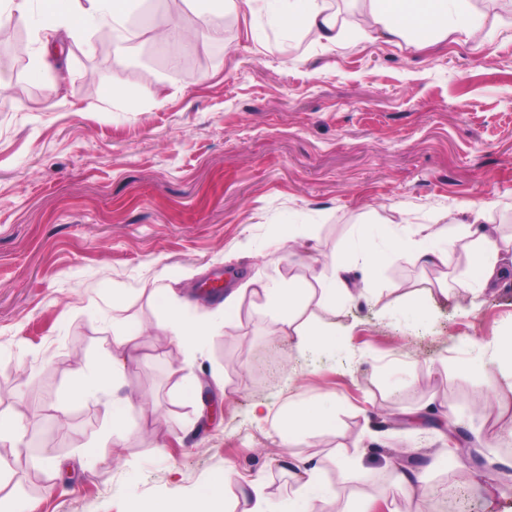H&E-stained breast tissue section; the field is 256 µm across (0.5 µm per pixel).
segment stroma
I'll return each mask as SVG.
<instances>
[{"label":"stroma","mask_w":512,"mask_h":512,"mask_svg":"<svg viewBox=\"0 0 512 512\" xmlns=\"http://www.w3.org/2000/svg\"><path fill=\"white\" fill-rule=\"evenodd\" d=\"M481 7L503 26L489 50L326 48L245 8L202 20L188 0H138L121 60L93 34L39 75L38 43L20 39L0 68V413L23 424L0 441L5 512H129L228 469L276 501L298 490V457L372 512H410L398 463L423 476L427 512H512V369L491 359L512 286L463 292L459 246L436 266L393 253L420 225L469 221L473 202L512 238V6ZM150 13L180 38L160 45ZM367 253L362 294L304 311L332 344L301 354L277 335L264 289L338 261L359 275ZM213 281L241 289L233 317ZM163 303L210 335L176 339ZM129 329L140 358L115 392L73 399ZM189 382L202 403L179 397ZM322 406L334 428L282 442L281 414ZM452 430L467 461L444 458Z\"/></svg>","instance_id":"1"}]
</instances>
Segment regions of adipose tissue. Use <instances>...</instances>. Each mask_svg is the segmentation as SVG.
Wrapping results in <instances>:
<instances>
[{
	"label": "adipose tissue",
	"instance_id": "ef3b65f1",
	"mask_svg": "<svg viewBox=\"0 0 512 512\" xmlns=\"http://www.w3.org/2000/svg\"><path fill=\"white\" fill-rule=\"evenodd\" d=\"M362 2L361 19L352 28L341 23L327 0H260L259 11L277 29L290 34L311 32L318 43L329 46H339L354 38H371L389 43L401 39L425 47L451 34L464 43L488 46L500 29L498 18L479 11L475 0ZM135 3L136 0H44L41 29L62 33L65 40L78 43L94 28L112 37L115 52L120 55L125 51L124 23ZM458 245L469 255L468 287L488 289L512 283V244L499 241L495 226L486 223L479 209L474 210L471 223L446 232L419 231L402 239L398 252L433 265L446 262L449 251ZM318 283V288L312 289L307 283L291 281L264 291L265 310L276 317L280 333L289 336L294 348L300 351L331 341L329 331L300 318L311 298H318L320 305L332 309L356 294L337 271L319 275ZM134 347V337L114 334L111 353L94 372L79 378L77 396L106 391L122 373ZM295 468L303 482L293 497L271 502L254 483L242 491V498L252 503L249 512H355L351 501L320 481L318 469L310 459L296 460ZM227 486L226 480L214 481L199 499L177 507L167 502L138 504L132 512H215L224 501Z\"/></svg>",
	"mask_w": 512,
	"mask_h": 512
}]
</instances>
